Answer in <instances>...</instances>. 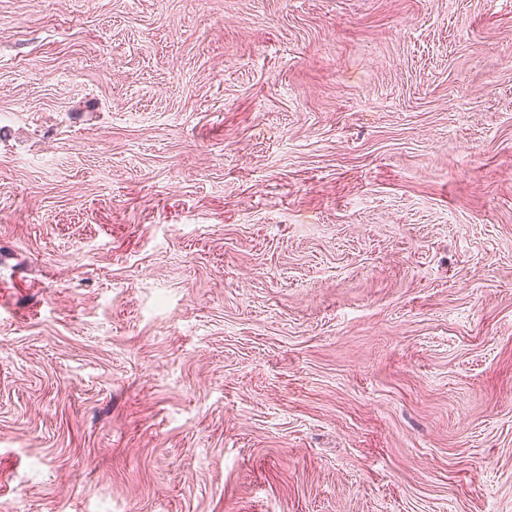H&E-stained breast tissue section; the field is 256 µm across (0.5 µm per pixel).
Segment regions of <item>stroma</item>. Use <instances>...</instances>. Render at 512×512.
<instances>
[{"label": "stroma", "mask_w": 512, "mask_h": 512, "mask_svg": "<svg viewBox=\"0 0 512 512\" xmlns=\"http://www.w3.org/2000/svg\"><path fill=\"white\" fill-rule=\"evenodd\" d=\"M0 512H512V0H0Z\"/></svg>", "instance_id": "obj_1"}]
</instances>
